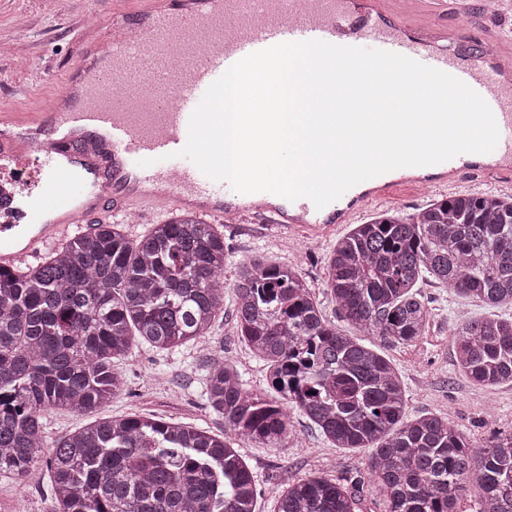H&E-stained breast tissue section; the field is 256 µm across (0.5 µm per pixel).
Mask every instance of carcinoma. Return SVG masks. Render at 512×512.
<instances>
[{
  "label": "carcinoma",
  "instance_id": "carcinoma-1",
  "mask_svg": "<svg viewBox=\"0 0 512 512\" xmlns=\"http://www.w3.org/2000/svg\"><path fill=\"white\" fill-rule=\"evenodd\" d=\"M223 274L224 233L186 210L135 240L101 224L0 268V475L46 467L55 512H256L257 480L238 448L284 447L293 409L337 447L371 449L381 512H459L471 489L477 512H512V434L473 450L444 417L404 420L392 363L323 316L297 267L261 257L236 271L235 317L270 393L215 362L204 396L224 433L135 413L48 437L45 412L92 414L125 390L114 363L135 347L205 336L224 311ZM424 280L512 306V197L459 194L358 224L331 250L325 286L341 321L407 344L430 318ZM453 348L473 382L512 383V317L464 320ZM352 483L300 479L276 492V512H355Z\"/></svg>",
  "mask_w": 512,
  "mask_h": 512
}]
</instances>
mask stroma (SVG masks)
Instances as JSON below:
<instances>
[{
  "label": "stroma",
  "instance_id": "stroma-1",
  "mask_svg": "<svg viewBox=\"0 0 512 512\" xmlns=\"http://www.w3.org/2000/svg\"><path fill=\"white\" fill-rule=\"evenodd\" d=\"M80 2L0 0V40L17 39L26 47L21 60L0 55V113L28 111L60 89L74 66L82 40L88 36L81 20ZM504 183V177L479 174L474 184L441 191L404 185L385 199L366 202L357 221L363 224L386 212L405 218L433 200L470 192L481 195ZM349 230V225L341 224L314 240L296 228L279 227L261 219L224 225L223 313L209 333L195 343L172 351L142 345L116 363L128 390L113 398L105 415L153 414L222 433L223 416L208 408L201 396L203 377L212 359L219 358L236 367L249 390L268 388L266 368L237 332L232 288L237 268L257 255L277 264L298 265L325 318L338 322L336 302L324 286L326 258ZM419 292L431 310L423 336L409 344H397L380 336L369 339L392 362L404 382L407 417L429 413L446 417L476 446L484 445L494 435L512 433V386L489 388L475 384L460 371L454 358L452 332L460 316H487L490 308L428 281L420 283ZM288 421L287 447L245 444L240 449L258 480L259 512H274L275 491L312 475L363 476L359 512H376L378 495L366 480L369 449L332 445L298 412H289ZM20 504L26 512H55L46 469L31 470L20 483L0 477V512H14Z\"/></svg>",
  "mask_w": 512,
  "mask_h": 512
}]
</instances>
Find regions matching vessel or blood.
I'll use <instances>...</instances> for the list:
<instances>
[{"label":"vessel or blood","instance_id":"1","mask_svg":"<svg viewBox=\"0 0 512 512\" xmlns=\"http://www.w3.org/2000/svg\"><path fill=\"white\" fill-rule=\"evenodd\" d=\"M107 61L89 79H68L65 106L0 113V267L12 268L58 244L74 226L115 213L141 215L159 198L227 224L264 219L322 234L352 223L364 199L385 197L407 182L427 188L457 184L466 173L512 175V81L490 41L444 50L415 32L401 12L379 0H224L199 13L187 0H140L137 11L112 16ZM320 40L398 53L446 72L476 91L498 129L489 153H464L431 166L403 168L363 181L316 208L308 198L243 194L204 175L180 152L189 118L207 88L247 55L283 42Z\"/></svg>","mask_w":512,"mask_h":512}]
</instances>
